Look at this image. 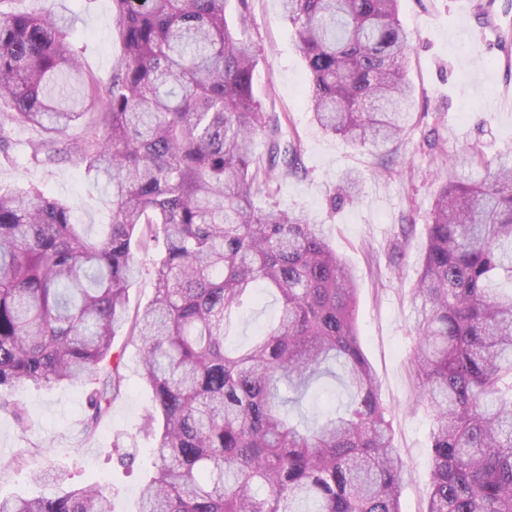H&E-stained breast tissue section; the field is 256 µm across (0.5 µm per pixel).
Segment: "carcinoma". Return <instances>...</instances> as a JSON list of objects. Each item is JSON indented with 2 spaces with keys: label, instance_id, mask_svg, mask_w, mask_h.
I'll return each instance as SVG.
<instances>
[{
  "label": "carcinoma",
  "instance_id": "1",
  "mask_svg": "<svg viewBox=\"0 0 512 512\" xmlns=\"http://www.w3.org/2000/svg\"><path fill=\"white\" fill-rule=\"evenodd\" d=\"M228 0H113L123 45L108 86L84 74L66 23L0 9V143L40 129L36 161L68 151L112 197V223L88 238L71 208L32 187L0 192V411L26 382L103 376L88 400L96 430L123 376L116 329L142 347L154 395L157 471L138 512H401L406 469L361 347L351 267L323 225L259 193L298 165L279 119L253 90L258 49L238 38ZM310 75L313 120L383 154L414 116L411 37L398 0H281ZM269 143L267 164L254 140ZM427 224L412 292L413 371L435 417L426 512H512V150H476L455 166ZM346 176L334 197L354 198ZM154 246L152 300L127 317L136 255ZM264 282L276 320L247 347L226 337ZM348 402L313 425L299 403L323 376ZM0 498V512H112L100 482Z\"/></svg>",
  "mask_w": 512,
  "mask_h": 512
}]
</instances>
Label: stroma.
Wrapping results in <instances>:
<instances>
[{"instance_id":"stroma-1","label":"stroma","mask_w":512,"mask_h":512,"mask_svg":"<svg viewBox=\"0 0 512 512\" xmlns=\"http://www.w3.org/2000/svg\"><path fill=\"white\" fill-rule=\"evenodd\" d=\"M479 0H399V18L413 50L409 78L415 89V117L392 145L389 171L376 175L378 161L364 149L325 135L306 105L309 73L279 0H229L228 20L246 12L242 37L259 52L254 91L266 111L277 113L299 150V174L281 177L276 198L258 194L257 207L270 201L305 210L324 225L336 252L358 282L357 321L363 352L391 412L394 441L407 469L402 512H425L432 465L433 416L418 399L412 371L411 290L427 243V217L448 161L479 146L486 158L512 147V43H499L493 29L474 30L467 4ZM17 11L49 12L71 21V40L85 72L106 86L122 46L112 0H12ZM40 131L15 123L9 151L0 153V188L31 186L64 200L73 220L98 236L112 221V204L100 184L77 159L63 154L51 164L35 162L31 144ZM350 170L362 177L359 195L333 204L337 182ZM112 349L122 356L126 376L119 395L94 433L85 431L87 387L26 383L14 391L28 418L17 423L0 413V497L54 493V485L34 482L48 466L65 469L71 484L104 481L112 492V512H136L139 489L154 471L155 444L145 428L152 393L139 375L141 344L118 329ZM348 393L340 381L314 384L291 415L312 423L338 408ZM26 452L27 463L10 464Z\"/></svg>"}]
</instances>
